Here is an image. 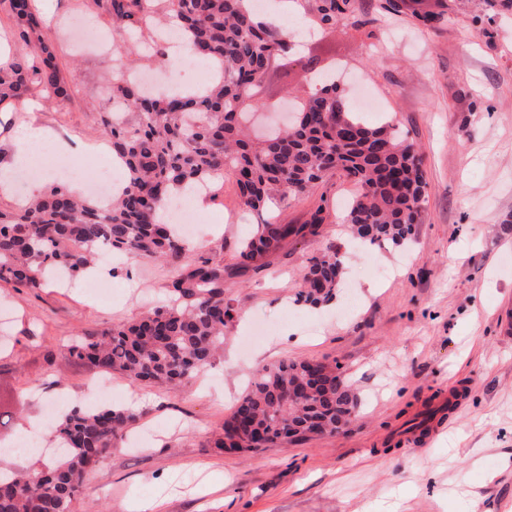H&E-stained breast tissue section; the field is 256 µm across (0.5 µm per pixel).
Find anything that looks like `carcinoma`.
I'll use <instances>...</instances> for the list:
<instances>
[{
    "mask_svg": "<svg viewBox=\"0 0 512 512\" xmlns=\"http://www.w3.org/2000/svg\"><path fill=\"white\" fill-rule=\"evenodd\" d=\"M112 30L123 36L173 18L191 37L194 52L224 64V80L201 96L147 92L137 81L112 84L136 122H103L110 128L112 156L124 165L123 192L103 209L80 200L62 184L46 187L25 205L0 210V281L36 289L44 273L80 276L104 246L114 254L169 264L168 301L129 324L84 333L69 345L70 356L101 373L175 387L214 364L224 346V326L234 308L224 298V263L199 257L182 264L186 240L174 224L158 221L159 210L185 186L224 184L235 178L241 204L256 213L254 233L238 248L240 264L258 262L290 236L316 233L321 211L306 224H282L267 212L273 197L306 195L343 172L358 186L344 216L352 236L367 246L400 247L415 234L426 187L422 158L398 125L367 126L352 112L331 79L304 91L288 127L251 137L253 111L268 106L259 97L271 58L290 54V33L263 22L253 0H107ZM309 23L333 28L350 0H296ZM15 24L18 49L0 63V105L33 98L64 99L68 89L32 0H0ZM423 26L447 21L445 4L414 13ZM118 50L148 65L163 66L162 50L143 56L121 39ZM343 259L334 247L308 260L298 300L312 306L336 295ZM357 397L342 372L325 363L285 358L259 370L237 400L214 447L256 451L315 435H338L356 416ZM137 415L105 405L62 412L53 429L65 448L62 458L28 474L0 473V512H71L86 476L112 453Z\"/></svg>",
    "mask_w": 512,
    "mask_h": 512,
    "instance_id": "1",
    "label": "carcinoma"
}]
</instances>
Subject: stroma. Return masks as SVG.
Returning a JSON list of instances; mask_svg holds the SVG:
<instances>
[{"instance_id":"1","label":"stroma","mask_w":512,"mask_h":512,"mask_svg":"<svg viewBox=\"0 0 512 512\" xmlns=\"http://www.w3.org/2000/svg\"><path fill=\"white\" fill-rule=\"evenodd\" d=\"M65 100H33L0 113V166L10 165L13 209L37 178L13 161V128L33 124L71 147L92 145L86 165L111 158L101 122L105 88L128 59L76 47L64 22L91 20L111 35L97 0H41ZM447 22L418 24L410 9L350 0L339 26L300 38L297 53L270 66L273 99L307 88V58L338 63L351 101H370L361 122L398 124L424 155L417 233L402 248L352 249L341 216L356 191L342 175L298 199L274 200L284 224L322 210L317 234L283 242L264 268L240 266L242 206L233 177L206 197L203 227L189 226L191 256L223 262L234 318L213 368L180 388L102 375L69 358L70 341L139 317L167 300L171 270L125 258L101 264L112 292L99 298L81 276L66 288L0 282V441L37 421L52 427L53 403L112 405L138 416L106 455L72 512H135L163 497V512H512V9L503 0H445ZM336 247L345 260L331 302L297 301L310 257ZM339 365L360 406L344 432L258 452L212 448L258 369L284 357Z\"/></svg>"}]
</instances>
